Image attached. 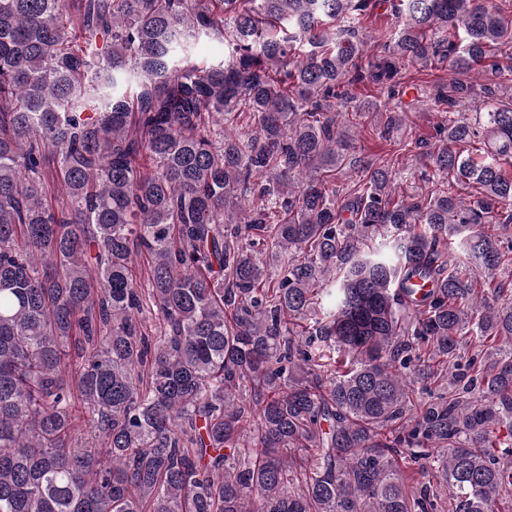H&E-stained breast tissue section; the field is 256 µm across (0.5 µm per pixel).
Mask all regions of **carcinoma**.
Instances as JSON below:
<instances>
[{
	"instance_id": "carcinoma-1",
	"label": "carcinoma",
	"mask_w": 512,
	"mask_h": 512,
	"mask_svg": "<svg viewBox=\"0 0 512 512\" xmlns=\"http://www.w3.org/2000/svg\"><path fill=\"white\" fill-rule=\"evenodd\" d=\"M388 2L0 0V512L512 501V0ZM445 118V114L435 112L432 109H426L422 106L418 110L407 113L405 135L407 141L410 143L407 149H411V151L407 152L408 157L405 160L404 166L411 167V164H415L414 154L418 152L417 147H415V142L434 141L436 127L438 124L442 123ZM357 146L359 149L362 148V152L368 155L384 154L388 149L385 142L378 138L370 119H366L359 127Z\"/></svg>"
}]
</instances>
